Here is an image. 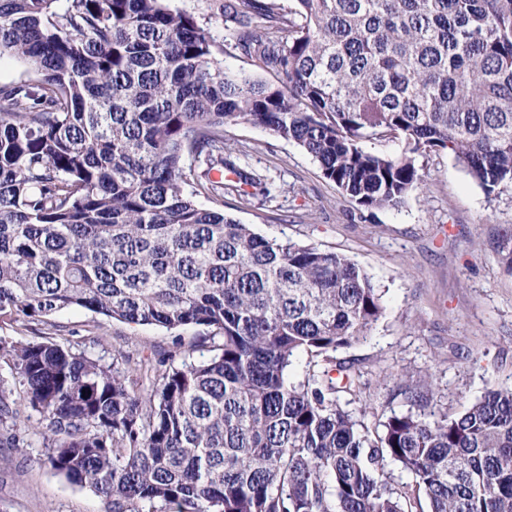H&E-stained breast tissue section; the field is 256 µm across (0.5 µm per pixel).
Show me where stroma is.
<instances>
[{"mask_svg": "<svg viewBox=\"0 0 512 512\" xmlns=\"http://www.w3.org/2000/svg\"><path fill=\"white\" fill-rule=\"evenodd\" d=\"M213 0H172L224 38V64L262 71L226 35ZM224 156L274 181L271 198L240 203L225 192L224 211L260 234L346 255L378 288L384 312L365 339L338 349L337 361L361 375V392L341 406L369 430L394 414L455 417L488 389H512V272L498 253L512 236V186L490 198L446 153L423 162L424 183L397 209H364L326 180L296 145L247 122L224 128ZM58 342L94 357L148 355L194 346L210 355L202 328L166 330L108 321L82 308L56 313ZM0 426V512H104L92 490L74 486L45 460L39 438L7 444Z\"/></svg>", "mask_w": 512, "mask_h": 512, "instance_id": "obj_1", "label": "stroma"}]
</instances>
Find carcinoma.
Returning a JSON list of instances; mask_svg holds the SVG:
<instances>
[{"instance_id": "carcinoma-1", "label": "carcinoma", "mask_w": 512, "mask_h": 512, "mask_svg": "<svg viewBox=\"0 0 512 512\" xmlns=\"http://www.w3.org/2000/svg\"><path fill=\"white\" fill-rule=\"evenodd\" d=\"M171 0H0V321L73 307L202 327L217 353L107 363L0 337V423L39 414L50 467L106 512H512V390L453 418L392 415L371 434L340 406L359 375L331 353L383 314L342 254L224 213V126L268 130L365 209H395L446 152L496 196L512 184V0H224L236 48ZM397 140L400 152L367 148ZM215 206L200 204L198 195ZM324 365L295 384L296 357ZM412 484L396 490L386 467ZM214 0H173V7L185 10L197 19L204 26H210L213 31L224 39V65L235 73L262 77L270 82H275L274 74L265 72L258 68L256 62L250 57L241 53L235 47V40L222 27L221 19L213 15L212 4ZM36 79V75L27 66L13 58L2 57L0 60V85L16 84Z\"/></svg>"}]
</instances>
